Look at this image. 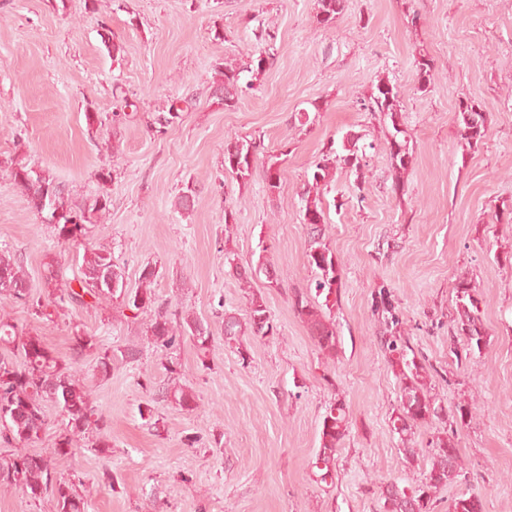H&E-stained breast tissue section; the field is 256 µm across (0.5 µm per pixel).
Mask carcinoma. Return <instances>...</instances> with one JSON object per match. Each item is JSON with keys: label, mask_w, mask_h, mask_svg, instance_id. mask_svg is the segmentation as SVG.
Here are the masks:
<instances>
[{"label": "carcinoma", "mask_w": 512, "mask_h": 512, "mask_svg": "<svg viewBox=\"0 0 512 512\" xmlns=\"http://www.w3.org/2000/svg\"><path fill=\"white\" fill-rule=\"evenodd\" d=\"M346 0H317L316 21L324 27L336 23L343 13ZM267 59L257 57V63L241 67L227 61L218 64L220 81L215 87L217 102L230 110L236 106L243 87H252L253 81L265 71ZM418 89L426 90L433 71L432 59L423 55L416 60ZM251 74V80L241 85L242 73ZM363 109L378 112L388 119L392 130L387 133L389 151L395 178L407 170L413 160V149L401 128V97L398 89L387 80H379ZM463 146L474 148L486 136L488 117L468 102H459L454 115ZM288 155V143L279 152H266L254 138L234 135L224 143V169L237 178L248 180L256 164H261L267 189L275 193L280 188L283 157ZM366 156L365 147L353 138L343 137L341 149L331 140L312 164L310 176L304 184L305 201L303 223L311 240L308 263L315 270V295L298 293L292 308L307 324L311 338L318 350L329 358L339 351V336L332 310L338 302L343 283L336 256L325 242L326 220L323 209L324 190L331 182L337 167L350 168L357 177L364 178L361 160ZM10 177L28 197L37 216L41 219L59 216L55 224L58 236L74 245L87 237L89 226L102 220L108 211L105 198L91 204L78 203L69 197L65 186L45 174L38 177L33 168L19 161L11 167ZM76 215L80 223L67 226L68 219ZM124 280L123 269L113 261L112 252L104 246L87 249L82 264L72 276L55 259L45 264L46 284L50 299L43 304L29 301L22 265L7 250L0 252V302L28 305L29 314L36 318L47 315L48 306L62 308L67 304L85 305V297L92 303L112 301L118 306L148 316L147 336L159 350L167 352L179 344L181 338H192L198 349H209L213 336L209 326L192 313L169 311L156 305L152 284L156 274L142 276V286L136 290L119 288L112 291L107 279ZM454 335L461 339V351L456 358L482 351L487 345V332L479 315L476 288L464 277L455 285ZM324 301H318V298ZM381 317L385 326L380 337V347L398 382L397 405L390 417L392 431L399 436L404 456L413 464L427 456L429 468L410 487L390 482L379 487L384 512H432L438 489L456 481L463 475L465 466L454 438L438 436L429 443V449L418 447L417 430L441 417L442 407L432 395L433 374L417 358L415 350L402 339L401 312L391 303L385 289L379 291ZM277 334V327L262 297L252 295L245 318L224 315V344L237 346L242 361H247L240 337H265ZM73 357L97 352L98 372L108 374L112 369V351L98 345L95 337L75 330L70 337ZM157 400L192 410L197 396L191 387L171 381L158 389ZM55 407L62 417V428L56 435L51 451L47 454L31 453L26 448L41 439L48 426L47 407ZM107 422L104 414L94 405L92 392L73 363H66L32 330L14 322L8 315H0V444L7 451H0V490L20 493L35 504L45 497L54 503L55 512H86L88 497L95 489L114 490L112 470L104 468L96 486L57 477L58 460L73 454L82 446L94 448L105 454L109 443L106 439ZM348 429L344 401L337 398L323 414L320 430V447L316 463L325 469L323 477L332 474L336 454L342 446ZM448 512H483L482 498L477 493H463L449 505Z\"/></svg>", "instance_id": "1"}]
</instances>
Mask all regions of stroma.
Instances as JSON below:
<instances>
[{
    "instance_id": "obj_1",
    "label": "stroma",
    "mask_w": 512,
    "mask_h": 512,
    "mask_svg": "<svg viewBox=\"0 0 512 512\" xmlns=\"http://www.w3.org/2000/svg\"><path fill=\"white\" fill-rule=\"evenodd\" d=\"M262 29L272 38L260 44ZM258 45L270 55L264 75L224 109L212 96L216 64L247 62ZM423 52L434 70L422 91L414 59ZM382 78L401 94L414 145L399 178L381 114L360 106ZM463 100L488 117L471 150L453 122ZM124 102L130 118L114 125ZM174 103L179 118L155 132L153 119ZM89 111L100 118L92 128ZM349 133L370 148L364 183L340 168L323 196L343 282L334 309L341 345L329 363L292 299L315 277L304 182L324 143ZM234 134L268 151L289 142L278 192L269 193L262 168L246 182L225 171L224 142ZM13 158L79 202L107 199L84 246L65 244L30 209L5 169ZM103 170L110 179H99ZM99 244L111 248L127 288L158 267L159 305L190 310L213 341L203 353L186 338L171 352L200 397L191 411L153 402L168 375L132 312L71 305L35 319L5 305L62 359L75 326L112 351L105 377L95 354L78 362L106 417L109 453L80 448L56 464L88 484L111 468L114 489L93 492L87 512H147L154 502L161 512H383L379 486L411 485L421 470L406 464L391 430L398 384L379 345L382 284L410 345L443 375L434 390L442 416L417 439L424 446L453 431L466 467L439 490L434 512L471 490L484 512H512V0H347L329 28L316 21V0H0V249L20 259L31 297L43 301L45 262L74 268L85 246ZM263 250L278 282L260 275L240 288L225 254L246 264ZM462 275L477 290L488 344L459 360L452 317ZM253 293L277 333L226 347L224 316L243 315ZM337 396L348 433L326 483L313 462ZM468 404L475 418L455 423ZM149 406L150 420L140 415Z\"/></svg>"
}]
</instances>
